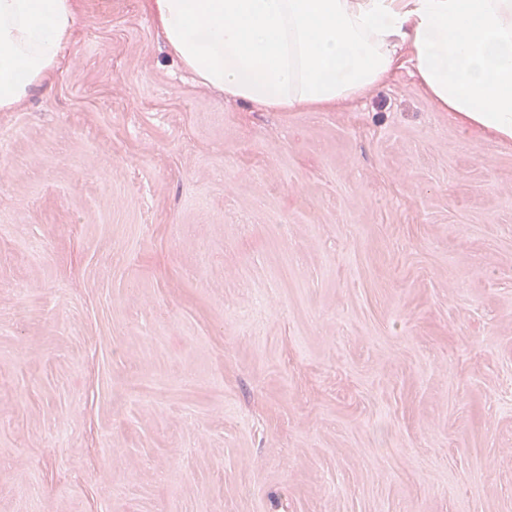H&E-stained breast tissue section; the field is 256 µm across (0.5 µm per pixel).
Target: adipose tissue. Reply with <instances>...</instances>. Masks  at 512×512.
Masks as SVG:
<instances>
[{"label":"adipose tissue","instance_id":"1","mask_svg":"<svg viewBox=\"0 0 512 512\" xmlns=\"http://www.w3.org/2000/svg\"><path fill=\"white\" fill-rule=\"evenodd\" d=\"M170 55L225 99L327 112L410 68L460 128L512 143V0H143ZM80 0H0V112L49 84Z\"/></svg>","mask_w":512,"mask_h":512}]
</instances>
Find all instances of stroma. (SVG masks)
I'll return each instance as SVG.
<instances>
[{"label": "stroma", "instance_id": "1", "mask_svg": "<svg viewBox=\"0 0 512 512\" xmlns=\"http://www.w3.org/2000/svg\"><path fill=\"white\" fill-rule=\"evenodd\" d=\"M0 512H512V145L404 70L225 101L83 0L0 112Z\"/></svg>", "mask_w": 512, "mask_h": 512}]
</instances>
